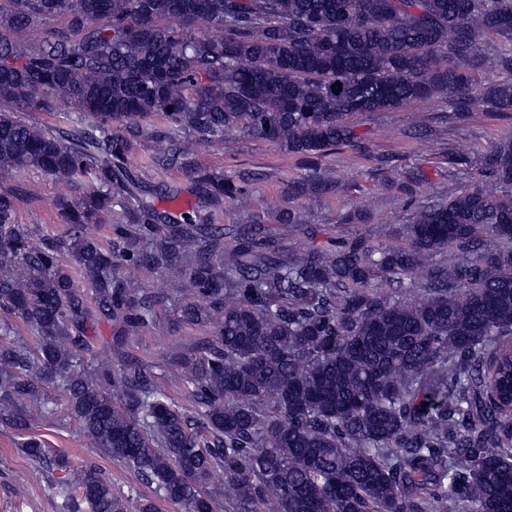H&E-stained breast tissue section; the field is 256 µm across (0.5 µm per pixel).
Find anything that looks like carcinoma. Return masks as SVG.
Listing matches in <instances>:
<instances>
[{"label": "carcinoma", "instance_id": "cac0c4a2", "mask_svg": "<svg viewBox=\"0 0 512 512\" xmlns=\"http://www.w3.org/2000/svg\"><path fill=\"white\" fill-rule=\"evenodd\" d=\"M434 95L512 112V0H0V173L76 190L56 202L63 234L39 239L0 191V312L30 334L0 326V426L62 512H512L511 138L483 154L494 189L416 205L396 244L285 249L255 228L226 247L213 214L158 209L170 193L130 161L137 139L165 142L153 163L180 160L213 205L242 206L247 187L192 161L239 134L301 156L304 196L330 148H364L346 116ZM59 104L65 126L22 118ZM141 270L174 278L176 324L203 331L164 369L190 410L123 350L164 332ZM100 325L112 359L87 367ZM51 384L87 447L155 498L129 507L33 435Z\"/></svg>", "mask_w": 512, "mask_h": 512}]
</instances>
